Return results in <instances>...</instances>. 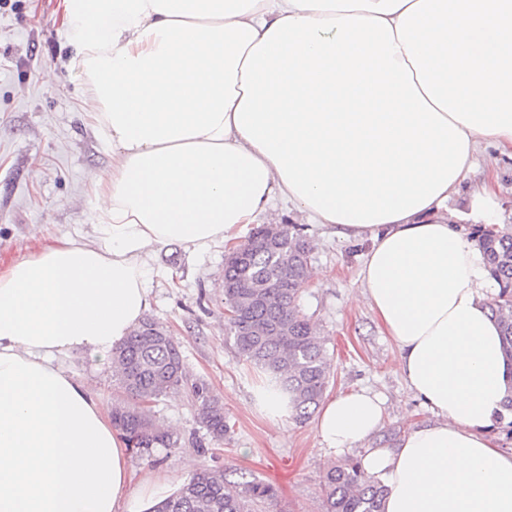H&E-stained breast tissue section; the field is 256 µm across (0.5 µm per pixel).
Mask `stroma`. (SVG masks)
I'll use <instances>...</instances> for the list:
<instances>
[{"mask_svg":"<svg viewBox=\"0 0 512 512\" xmlns=\"http://www.w3.org/2000/svg\"><path fill=\"white\" fill-rule=\"evenodd\" d=\"M71 35L58 0H0V267L50 239L95 235V182L111 177L112 148L86 116L90 90L71 63ZM257 222L295 226L312 248L313 275L300 308L327 341V396L365 388L386 400L380 427L349 456L396 447L428 413L404 383L393 341L357 301L368 240L335 236L281 200ZM224 251L221 244L203 254L179 244L158 250L146 315L179 345L189 378L205 381L223 402L231 431L218 441L201 428L189 389L159 397L151 415L181 443L148 459L130 456L134 479L126 499L136 510L153 482L175 489L197 471L217 468L228 480L255 478L277 488L278 499L259 512H321L322 476L340 455L321 444L314 420L273 418L263 409L264 374L227 336ZM67 364L103 407L125 400L110 363L82 353Z\"/></svg>","mask_w":512,"mask_h":512,"instance_id":"stroma-1","label":"stroma"}]
</instances>
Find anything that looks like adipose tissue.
<instances>
[{"label": "adipose tissue", "mask_w": 512, "mask_h": 512, "mask_svg": "<svg viewBox=\"0 0 512 512\" xmlns=\"http://www.w3.org/2000/svg\"><path fill=\"white\" fill-rule=\"evenodd\" d=\"M112 147L99 236L0 271V512H121L128 447L64 366L111 360L150 305L152 252H196L282 199L368 238L362 298L432 414L369 448L384 512H512L489 430L512 366L496 283L448 202L480 149L512 155V0H64ZM366 391L326 400L344 452L382 423Z\"/></svg>", "instance_id": "adipose-tissue-1"}]
</instances>
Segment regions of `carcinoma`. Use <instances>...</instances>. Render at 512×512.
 <instances>
[{"mask_svg":"<svg viewBox=\"0 0 512 512\" xmlns=\"http://www.w3.org/2000/svg\"><path fill=\"white\" fill-rule=\"evenodd\" d=\"M280 248L252 245L243 266L224 269V280L237 283L224 289L229 319L228 336L238 353L266 374L263 389L281 394L288 412L299 421L310 418L330 379L331 360L326 339L316 333L301 313L297 283L309 277V262L297 260L311 251L295 228L280 229ZM479 243L490 277L500 292L489 310L500 326L503 351L512 364V233L495 228L480 230ZM113 378L134 400V407L117 405L112 424L135 451L151 456L156 448H176L180 438L156 424L146 407L187 381L180 351L163 336L154 321L140 322L127 340L112 352ZM193 395L199 402V423L217 439L230 432L224 406L208 386L197 382ZM387 488L360 462L347 457L331 465L322 478L321 512H383ZM277 490L257 480L228 482L224 474L205 470L191 476L152 512H249L253 504L273 501Z\"/></svg>","mask_w":512,"mask_h":512,"instance_id":"cac0c4a2","label":"carcinoma"}]
</instances>
